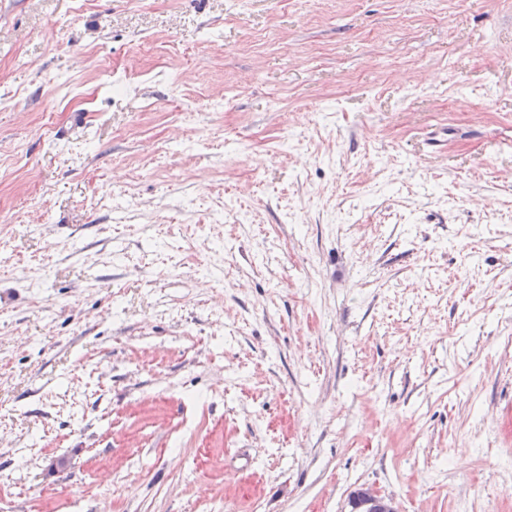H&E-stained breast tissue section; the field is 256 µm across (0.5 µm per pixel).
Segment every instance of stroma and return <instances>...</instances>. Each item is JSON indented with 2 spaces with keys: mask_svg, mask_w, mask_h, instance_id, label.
<instances>
[{
  "mask_svg": "<svg viewBox=\"0 0 512 512\" xmlns=\"http://www.w3.org/2000/svg\"><path fill=\"white\" fill-rule=\"evenodd\" d=\"M512 0H0V512H512ZM351 512H400L396 502L372 485L362 484L350 493Z\"/></svg>",
  "mask_w": 512,
  "mask_h": 512,
  "instance_id": "1",
  "label": "stroma"
}]
</instances>
